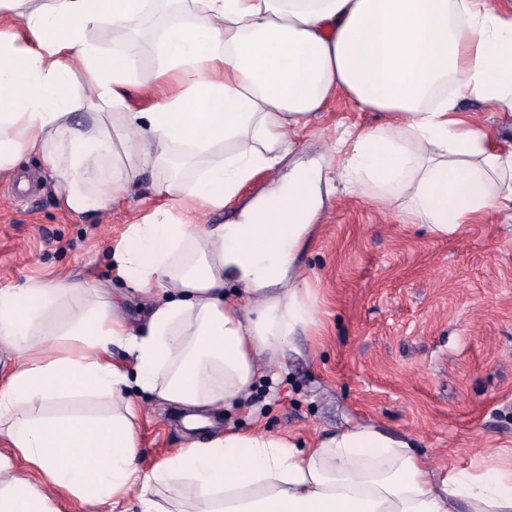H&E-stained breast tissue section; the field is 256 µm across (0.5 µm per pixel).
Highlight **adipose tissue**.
Masks as SVG:
<instances>
[{
	"label": "adipose tissue",
	"mask_w": 512,
	"mask_h": 512,
	"mask_svg": "<svg viewBox=\"0 0 512 512\" xmlns=\"http://www.w3.org/2000/svg\"><path fill=\"white\" fill-rule=\"evenodd\" d=\"M158 0H0V171L37 153L74 215L128 195L146 169L182 155L190 179L156 182L169 202L129 225L114 253L130 288L150 296L130 327L110 294L50 333L34 330L83 284L0 289V512H51L67 494L116 512H167L160 491L196 482L190 512H512V473L432 471L406 439L363 424L318 438L225 430L192 440L149 474L137 465L133 392L203 411L243 402L257 359L291 349L317 325L296 259L313 238L328 174L377 202L400 199L449 237L512 207V145L471 113V97L512 116V13L488 0H192L155 45L160 98L133 109L141 47L105 49L94 32L136 30ZM345 93L380 113L343 132L337 165L300 164L239 221L203 228L199 211L230 204L293 150L296 129ZM122 349L124 361L114 360ZM103 397L101 414L46 410ZM35 473L12 478L14 463Z\"/></svg>",
	"instance_id": "ef3b65f1"
}]
</instances>
